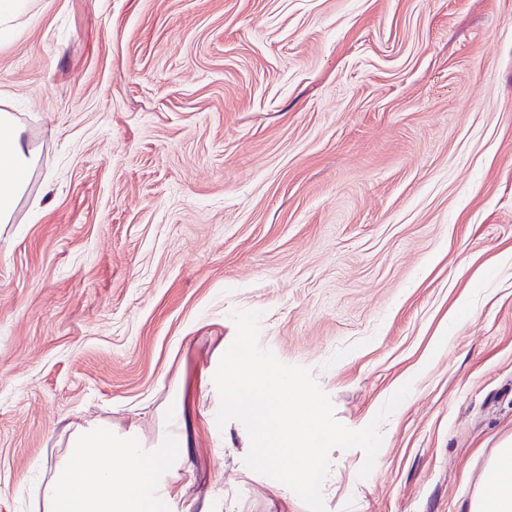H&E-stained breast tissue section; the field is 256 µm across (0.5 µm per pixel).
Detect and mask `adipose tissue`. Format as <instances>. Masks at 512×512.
<instances>
[{
  "label": "adipose tissue",
  "mask_w": 512,
  "mask_h": 512,
  "mask_svg": "<svg viewBox=\"0 0 512 512\" xmlns=\"http://www.w3.org/2000/svg\"><path fill=\"white\" fill-rule=\"evenodd\" d=\"M36 164L11 114L1 112V224L11 222ZM158 419L150 440L102 421L68 423L67 453L34 492L38 512H168L182 481L193 475L188 461L195 445L194 407L183 380L174 381ZM488 467L494 479L478 484L468 512H512V435L499 442Z\"/></svg>",
  "instance_id": "ef3b65f1"
}]
</instances>
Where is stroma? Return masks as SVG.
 Returning a JSON list of instances; mask_svg holds the SVG:
<instances>
[{
    "instance_id": "1",
    "label": "stroma",
    "mask_w": 512,
    "mask_h": 512,
    "mask_svg": "<svg viewBox=\"0 0 512 512\" xmlns=\"http://www.w3.org/2000/svg\"><path fill=\"white\" fill-rule=\"evenodd\" d=\"M0 110L39 154L0 224V512L62 417L197 429L172 512H309L210 420L202 368L260 312L334 418L326 512H466L512 435V0H32Z\"/></svg>"
}]
</instances>
